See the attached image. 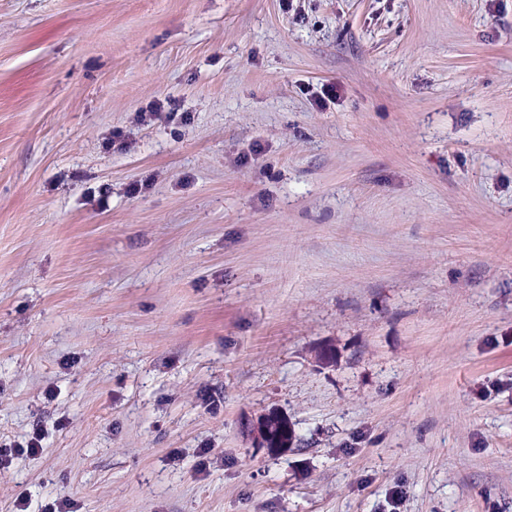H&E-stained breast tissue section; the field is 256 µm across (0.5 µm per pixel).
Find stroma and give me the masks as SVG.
Listing matches in <instances>:
<instances>
[{
  "label": "stroma",
  "instance_id": "1",
  "mask_svg": "<svg viewBox=\"0 0 512 512\" xmlns=\"http://www.w3.org/2000/svg\"><path fill=\"white\" fill-rule=\"evenodd\" d=\"M35 426L0 512H512V0H0Z\"/></svg>",
  "mask_w": 512,
  "mask_h": 512
}]
</instances>
